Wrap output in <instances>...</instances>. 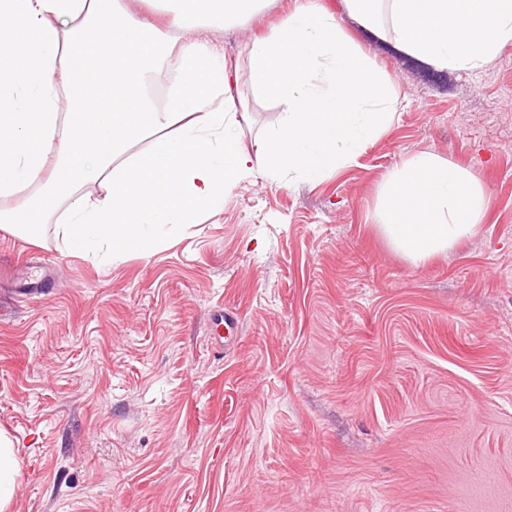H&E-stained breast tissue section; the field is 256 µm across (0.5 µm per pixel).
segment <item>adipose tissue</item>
Here are the masks:
<instances>
[{"instance_id": "ef3b65f1", "label": "adipose tissue", "mask_w": 512, "mask_h": 512, "mask_svg": "<svg viewBox=\"0 0 512 512\" xmlns=\"http://www.w3.org/2000/svg\"><path fill=\"white\" fill-rule=\"evenodd\" d=\"M161 19L128 0H0V229L65 249L104 245L109 259L150 253L223 208L243 180L316 182L350 164L394 121L389 76L312 0L242 61L225 62L205 28L239 24L264 0H164ZM348 17L439 70H473L512 43V0H344ZM180 66L163 102L151 79ZM279 109L245 145L234 89ZM144 150H137L139 142ZM96 182L102 195L83 192ZM487 188L430 152L382 183L376 212L413 264L473 234ZM20 461L0 432V512Z\"/></svg>"}]
</instances>
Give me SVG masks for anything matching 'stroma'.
Masks as SVG:
<instances>
[{"label": "stroma", "instance_id": "obj_1", "mask_svg": "<svg viewBox=\"0 0 512 512\" xmlns=\"http://www.w3.org/2000/svg\"><path fill=\"white\" fill-rule=\"evenodd\" d=\"M393 80L397 118L319 183L245 180L151 255L105 263L0 230L11 512H512V44L438 71L318 0ZM294 0L211 37L227 63ZM433 152L492 201L412 265L378 187ZM51 291L13 296L25 263ZM234 313L231 348L208 341ZM238 318L232 314L224 313V310H218L211 314L210 316V328L211 330L217 331L221 328H225L227 330L228 336H218L219 342L217 345L220 348L228 346V338L232 337L230 334L234 332L236 328H238ZM225 339V341H223Z\"/></svg>", "mask_w": 512, "mask_h": 512}]
</instances>
